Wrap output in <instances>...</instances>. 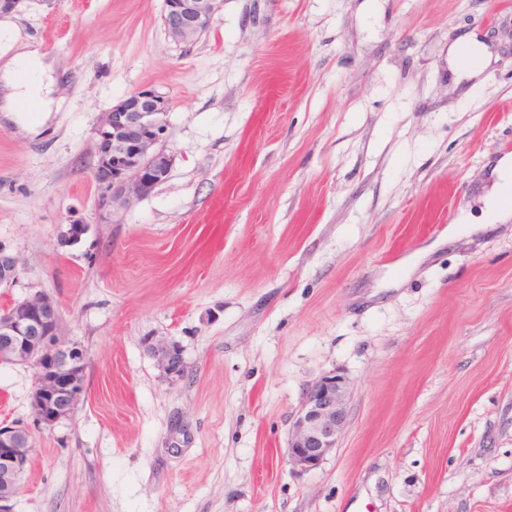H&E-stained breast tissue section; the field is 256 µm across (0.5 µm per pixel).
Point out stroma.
Here are the masks:
<instances>
[{
  "label": "stroma",
  "instance_id": "obj_1",
  "mask_svg": "<svg viewBox=\"0 0 512 512\" xmlns=\"http://www.w3.org/2000/svg\"><path fill=\"white\" fill-rule=\"evenodd\" d=\"M162 10L0 16V54L38 46L64 99L38 133L0 121V308L49 295L88 353L15 512H512V220L482 221L512 154V0H223L190 45ZM471 32L492 60L460 81ZM140 88L170 101L172 166L104 223L95 128ZM464 212L477 231L449 241ZM332 371L345 429L296 472L293 416ZM33 385L0 365V424L32 423ZM146 346L170 383L174 384L185 376L187 366L182 348L177 342L151 336L147 339Z\"/></svg>",
  "mask_w": 512,
  "mask_h": 512
}]
</instances>
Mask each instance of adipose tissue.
Here are the masks:
<instances>
[{"label": "adipose tissue", "mask_w": 512, "mask_h": 512, "mask_svg": "<svg viewBox=\"0 0 512 512\" xmlns=\"http://www.w3.org/2000/svg\"><path fill=\"white\" fill-rule=\"evenodd\" d=\"M52 67L45 55L30 46L19 47L7 60L0 62V112L27 132H35L26 113L36 110L53 112L51 96ZM497 181L485 199L483 220L494 224L507 221L512 212L501 205L502 198L512 191V156L501 157L494 166Z\"/></svg>", "instance_id": "adipose-tissue-1"}]
</instances>
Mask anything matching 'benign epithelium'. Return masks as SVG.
Masks as SVG:
<instances>
[{
	"label": "benign epithelium",
	"instance_id": "7a95c632",
	"mask_svg": "<svg viewBox=\"0 0 512 512\" xmlns=\"http://www.w3.org/2000/svg\"><path fill=\"white\" fill-rule=\"evenodd\" d=\"M222 0H164L162 21L177 43L191 44L205 33ZM169 100L149 88L135 90L103 114L96 129V161L91 177L98 187L97 209L107 220L114 209L166 180ZM18 258L0 249V287L18 277ZM146 346L172 384L187 371L181 346L152 336ZM0 363L35 370L30 407L35 425L51 429L72 417L86 394L87 350L61 334L56 302L36 293L0 311ZM349 381L334 372L309 383L293 416L288 463L299 473L318 468L337 448L344 429ZM34 451L31 429L0 425V512L12 502Z\"/></svg>",
	"mask_w": 512,
	"mask_h": 512
}]
</instances>
